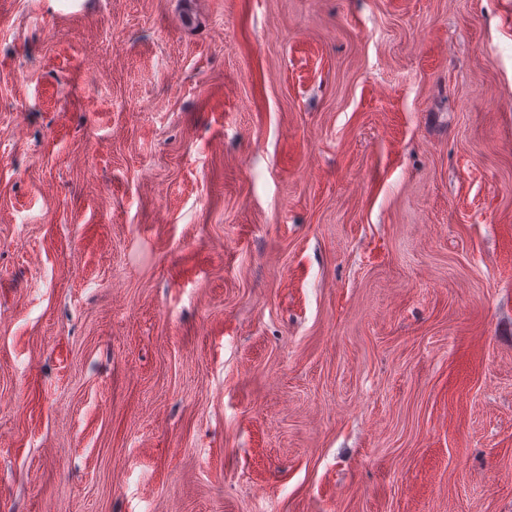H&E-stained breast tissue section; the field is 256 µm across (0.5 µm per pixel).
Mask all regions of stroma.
Masks as SVG:
<instances>
[{
  "label": "stroma",
  "instance_id": "1",
  "mask_svg": "<svg viewBox=\"0 0 512 512\" xmlns=\"http://www.w3.org/2000/svg\"><path fill=\"white\" fill-rule=\"evenodd\" d=\"M0 512H512V0H0Z\"/></svg>",
  "mask_w": 512,
  "mask_h": 512
}]
</instances>
